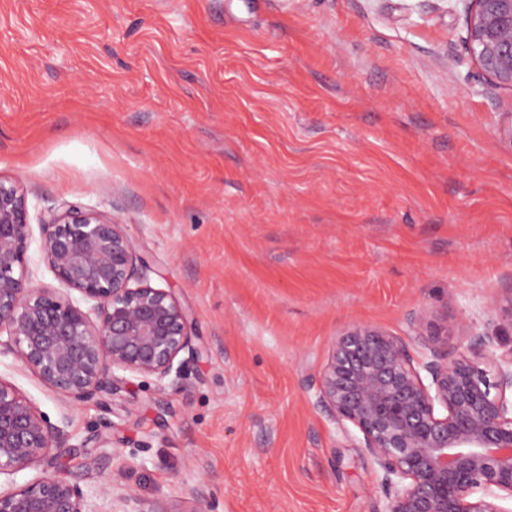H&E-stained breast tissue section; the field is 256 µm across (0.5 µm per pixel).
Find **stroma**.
Instances as JSON below:
<instances>
[{"instance_id":"obj_1","label":"stroma","mask_w":512,"mask_h":512,"mask_svg":"<svg viewBox=\"0 0 512 512\" xmlns=\"http://www.w3.org/2000/svg\"><path fill=\"white\" fill-rule=\"evenodd\" d=\"M449 0H0V179L39 226L120 217L205 345L179 384L67 407L13 357L0 378L76 440L46 474L187 512H380L363 449L314 407L328 345L412 313L475 330L512 290V87L471 61ZM456 61L454 73L442 63Z\"/></svg>"}]
</instances>
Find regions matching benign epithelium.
Wrapping results in <instances>:
<instances>
[{
	"mask_svg": "<svg viewBox=\"0 0 512 512\" xmlns=\"http://www.w3.org/2000/svg\"><path fill=\"white\" fill-rule=\"evenodd\" d=\"M467 51L479 71L512 86V0H459ZM43 255L65 291L36 288L26 265L27 197L0 180V357L12 356L42 383L80 405L111 395L129 376L165 392L180 354L199 357L191 314L174 293L149 282L151 266L118 218L77 206L39 225ZM87 304L83 309L70 292ZM421 344L411 356L397 336L349 324L330 342L314 406L340 425L375 465L382 512H512V348L502 329L477 332L423 310L408 321ZM453 330L469 342L457 355L436 340ZM69 414L51 422L0 378V476L57 458L70 440ZM140 503L126 489L91 495L75 481L44 476L0 491V512H102L98 500Z\"/></svg>",
	"mask_w": 512,
	"mask_h": 512,
	"instance_id": "1",
	"label": "benign epithelium"
}]
</instances>
